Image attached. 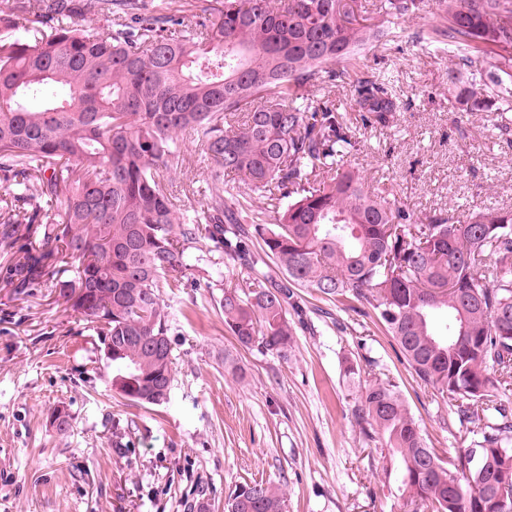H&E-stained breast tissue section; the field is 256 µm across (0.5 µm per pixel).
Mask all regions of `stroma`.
<instances>
[{
	"instance_id": "35a3bbf8",
	"label": "stroma",
	"mask_w": 512,
	"mask_h": 512,
	"mask_svg": "<svg viewBox=\"0 0 512 512\" xmlns=\"http://www.w3.org/2000/svg\"><path fill=\"white\" fill-rule=\"evenodd\" d=\"M430 14L389 17L390 40L364 50L358 71L383 76L404 109L366 125L346 83L314 91L350 123V157L369 185L392 190L415 218L470 206L512 209V144L487 113L453 111L448 53L417 42ZM189 177L163 173L178 203L199 205L208 160L193 136ZM249 267H224L193 244L181 287L165 290L174 383L168 403L140 407L113 391L103 339L55 289L0 279V512H224L236 486L281 485L285 512H413L399 466L365 441L353 408L362 383L395 382L444 457L471 446L447 400L421 382L365 302L296 289L287 357L241 347L218 302ZM64 409L69 426L51 421Z\"/></svg>"
}]
</instances>
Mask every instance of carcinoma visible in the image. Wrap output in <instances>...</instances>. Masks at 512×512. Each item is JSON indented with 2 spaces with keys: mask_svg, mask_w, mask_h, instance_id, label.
Listing matches in <instances>:
<instances>
[{
  "mask_svg": "<svg viewBox=\"0 0 512 512\" xmlns=\"http://www.w3.org/2000/svg\"><path fill=\"white\" fill-rule=\"evenodd\" d=\"M196 18L183 28L184 9ZM448 50L456 112H488L512 136V0H384ZM382 25L359 0H11L0 9V251L15 288H56L99 336L112 337V389L145 406L157 377L173 386L163 289L178 288L189 245L244 289L220 300L243 347L288 356L295 288L366 301L424 383L450 399L475 447L441 458L397 386L368 384L355 409L402 466L403 492L432 512H497L484 479L512 506V210L419 221L351 166L350 127L313 106L375 45ZM350 93L366 122L401 111L384 83ZM190 134L209 161L207 201L181 209L160 170L182 174ZM259 193L255 199L240 185ZM274 264L287 279L266 273ZM161 336L162 353L149 348ZM272 482L237 488L226 512H284Z\"/></svg>",
  "mask_w": 512,
  "mask_h": 512,
  "instance_id": "carcinoma-1",
  "label": "carcinoma"
}]
</instances>
